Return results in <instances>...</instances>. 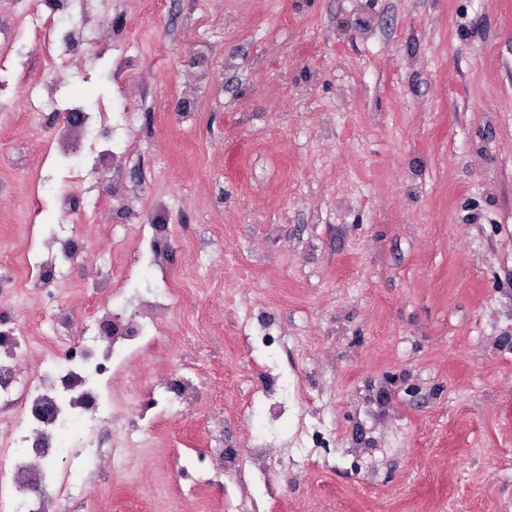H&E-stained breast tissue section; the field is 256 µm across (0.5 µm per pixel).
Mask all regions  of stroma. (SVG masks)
<instances>
[{"label":"stroma","mask_w":512,"mask_h":512,"mask_svg":"<svg viewBox=\"0 0 512 512\" xmlns=\"http://www.w3.org/2000/svg\"><path fill=\"white\" fill-rule=\"evenodd\" d=\"M161 215L166 271L131 267ZM48 238L78 248L54 262ZM118 279L133 323L175 297L113 412L139 422L179 360L195 405L118 463L102 425L82 492L46 483L55 512H512V0H0L23 372ZM257 446L278 461L238 474Z\"/></svg>","instance_id":"obj_1"}]
</instances>
